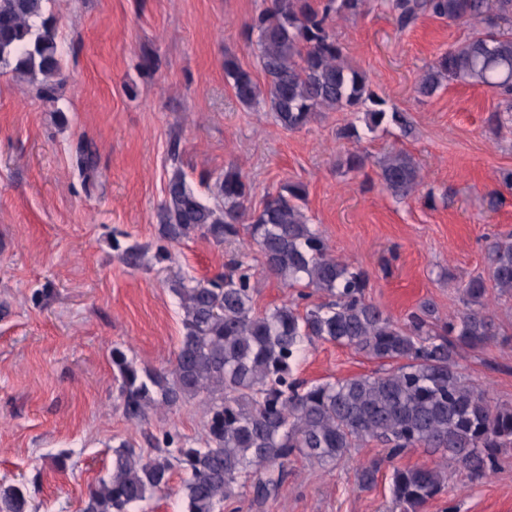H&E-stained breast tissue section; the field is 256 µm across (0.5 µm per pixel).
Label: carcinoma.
<instances>
[{
	"label": "carcinoma",
	"mask_w": 512,
	"mask_h": 512,
	"mask_svg": "<svg viewBox=\"0 0 512 512\" xmlns=\"http://www.w3.org/2000/svg\"><path fill=\"white\" fill-rule=\"evenodd\" d=\"M44 2L0 0V68L32 80L43 77L40 93L47 99L62 69L56 21L45 14ZM367 3L269 0L250 26L264 84L234 59H224L237 100L268 108L287 130L304 127L318 112L359 108L370 129L387 117L406 129L403 113L388 116L378 108L380 99L348 62L332 27L335 19L364 12ZM388 7L401 30L426 16L471 23L472 35L423 71L416 93L430 97L453 81L486 86L501 98L496 129L512 122V0H388ZM169 157L172 170L157 212L158 259H171V247L194 237L221 246L246 235L262 270L298 293L257 310L256 266L247 251L211 277L171 282L183 312L172 367H140L118 346L112 348V366L127 419L142 422L152 408L198 399L204 435L194 447L166 432L159 454L147 458L120 444L113 450L112 475L90 488L84 512H130L165 489L176 466L188 473L183 512H223L224 502L242 488L258 500L277 495L283 467L295 455L334 467L369 442L386 448L390 461L420 447L439 455L437 465L392 472L395 508L422 512L447 491L448 462L476 480L512 450V406L495 402L457 364L461 349L484 346L499 335L487 296L491 287L512 293L511 237L489 244L488 277L461 286L463 311L443 321L425 301L400 323L368 298L365 271L333 256L309 224L302 184L267 194L256 211L249 206L251 185L230 167L213 181L204 178L208 202L187 184L178 142L171 143ZM376 167L380 185L395 197L410 195L421 182L417 162L404 150L383 154ZM314 291L325 299L300 305ZM314 341L360 351L380 369L323 382L301 379L294 366L304 344ZM379 470L378 461L359 466L358 485L372 487ZM29 509L27 488L0 486V512Z\"/></svg>",
	"instance_id": "carcinoma-1"
}]
</instances>
